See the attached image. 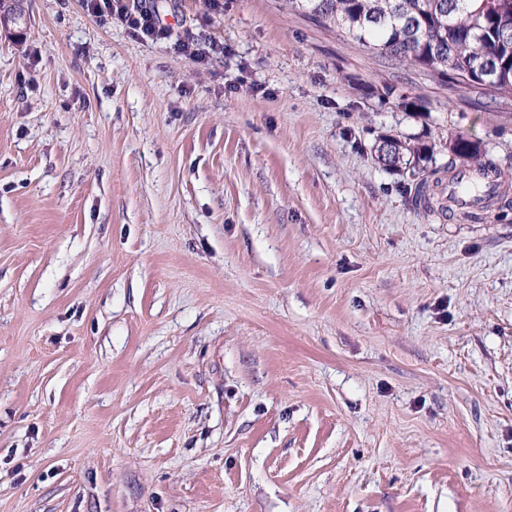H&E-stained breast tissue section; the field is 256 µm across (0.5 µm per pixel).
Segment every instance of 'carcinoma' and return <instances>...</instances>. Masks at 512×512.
<instances>
[{"label":"carcinoma","instance_id":"obj_1","mask_svg":"<svg viewBox=\"0 0 512 512\" xmlns=\"http://www.w3.org/2000/svg\"><path fill=\"white\" fill-rule=\"evenodd\" d=\"M320 24H332L375 54L467 86L512 96V0H287ZM496 58L490 84L473 73L488 55ZM448 170L474 163L477 170L500 171L483 159L478 145L462 136L450 148ZM430 149L384 136L374 146L377 162L388 170L415 176ZM415 205L432 210L427 179L415 183Z\"/></svg>","mask_w":512,"mask_h":512}]
</instances>
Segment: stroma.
Returning a JSON list of instances; mask_svg holds the SVG:
<instances>
[{
    "instance_id": "1",
    "label": "stroma",
    "mask_w": 512,
    "mask_h": 512,
    "mask_svg": "<svg viewBox=\"0 0 512 512\" xmlns=\"http://www.w3.org/2000/svg\"><path fill=\"white\" fill-rule=\"evenodd\" d=\"M223 2L0 28V512H512V205L374 159L511 184L512 97ZM89 12L97 17H109L121 21L138 36L151 40H162L169 37L170 31L159 25L154 11L144 8L137 14H129L123 0H85ZM394 141L392 148L388 143ZM383 151H385L384 154ZM430 149L427 147L415 145L407 139L390 138V136L381 137L374 146V154L377 162L388 170L407 173L416 176L417 173L425 171L421 162L427 159ZM449 152H451V156L448 161V172L452 171L458 173L464 171L466 168L456 170L458 162L461 166L468 165V163L471 162L476 163L477 166L476 169H474L475 167H471L472 170L485 171L486 169H492L501 176V173H499L501 170L497 163L491 159L482 160V154L478 145L467 138L462 136L457 137ZM466 178L454 177L448 181V188L445 196L448 209L453 211H476L484 205L485 196L491 192L496 185L498 178L493 175L477 176L470 179L468 190L461 189V183Z\"/></svg>"
}]
</instances>
